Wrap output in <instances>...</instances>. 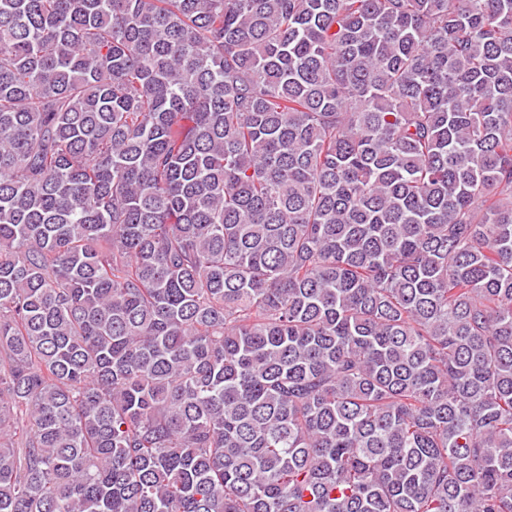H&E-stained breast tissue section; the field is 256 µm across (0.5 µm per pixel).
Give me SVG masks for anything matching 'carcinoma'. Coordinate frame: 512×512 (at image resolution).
Returning a JSON list of instances; mask_svg holds the SVG:
<instances>
[{"mask_svg": "<svg viewBox=\"0 0 512 512\" xmlns=\"http://www.w3.org/2000/svg\"><path fill=\"white\" fill-rule=\"evenodd\" d=\"M0 512H512V0H0Z\"/></svg>", "mask_w": 512, "mask_h": 512, "instance_id": "1", "label": "carcinoma"}]
</instances>
